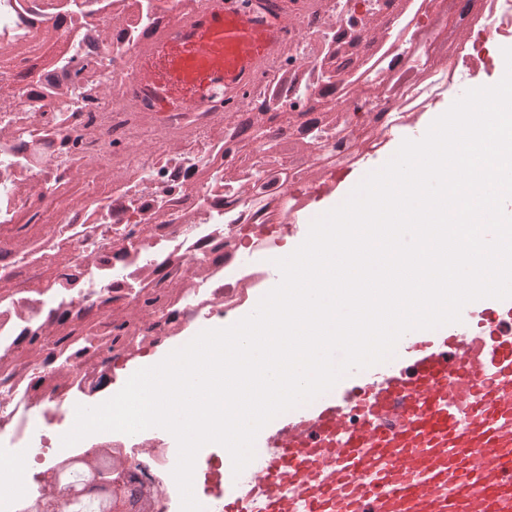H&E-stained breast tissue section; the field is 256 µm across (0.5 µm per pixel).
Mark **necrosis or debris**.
Returning a JSON list of instances; mask_svg holds the SVG:
<instances>
[{
    "instance_id": "obj_1",
    "label": "necrosis or debris",
    "mask_w": 512,
    "mask_h": 512,
    "mask_svg": "<svg viewBox=\"0 0 512 512\" xmlns=\"http://www.w3.org/2000/svg\"><path fill=\"white\" fill-rule=\"evenodd\" d=\"M236 0L281 22L272 60L227 93L159 110L151 50L224 0H0V473L28 458L26 512L49 474L89 448L139 444L161 485L153 512H180L166 430L99 432L61 451L59 425L130 361L232 317L269 269L259 254L292 234L302 200L399 129L410 93L435 100L456 77L495 68L486 40L512 43V0H470L458 30L435 0ZM262 128L245 138L243 124ZM300 127L289 147L274 144ZM223 455L196 457L195 497Z\"/></svg>"
}]
</instances>
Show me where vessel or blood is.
Here are the masks:
<instances>
[{"label": "vessel or blood", "instance_id": "b4317fda", "mask_svg": "<svg viewBox=\"0 0 512 512\" xmlns=\"http://www.w3.org/2000/svg\"><path fill=\"white\" fill-rule=\"evenodd\" d=\"M280 25L208 12L165 40L148 71L164 97L232 89L274 53ZM262 475L224 465V512H512V298L464 306L461 320L414 330L393 357L343 377L258 434Z\"/></svg>", "mask_w": 512, "mask_h": 512}]
</instances>
